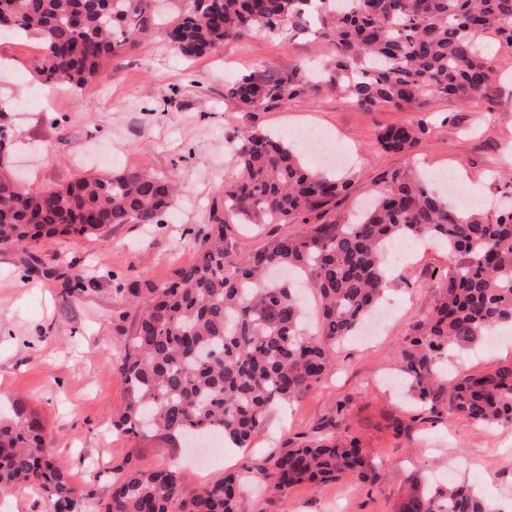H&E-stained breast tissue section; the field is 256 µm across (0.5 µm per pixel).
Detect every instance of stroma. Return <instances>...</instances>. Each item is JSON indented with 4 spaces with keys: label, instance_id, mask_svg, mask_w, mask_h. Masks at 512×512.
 Segmentation results:
<instances>
[{
    "label": "stroma",
    "instance_id": "35a3bbf8",
    "mask_svg": "<svg viewBox=\"0 0 512 512\" xmlns=\"http://www.w3.org/2000/svg\"><path fill=\"white\" fill-rule=\"evenodd\" d=\"M481 48L495 78L488 97L476 103L434 100L423 112L366 110L326 83L315 98L251 112L227 94L236 78L321 66L328 47L300 32L256 36L186 57L156 34L115 56L107 79L75 93L46 89L44 103L9 112L21 145L16 164L28 182L48 188L105 169H146L177 175L184 186L163 223L121 224L103 238L61 236L0 249V400L22 398L44 418L48 446L86 494V512H98V503L110 500L112 467L128 457L142 467H178L190 493L249 460L326 435L358 436L377 482L302 484L260 497L249 491L240 512H396L413 479L429 475L443 482L452 472L470 480L494 512H512V423L479 426L445 403L429 414L390 384L403 338L432 310L448 270V252L434 239L415 242L408 259L390 261L387 299L396 309L381 316L379 334L335 347L322 384L273 407L249 447L225 449L199 470L186 464L183 439L129 435L114 425L127 399L118 354L134 316L129 291L160 285L194 262L198 232L224 206L218 187L236 175L227 136L255 126L280 135L305 125L349 153L350 163L339 167L318 165L315 148L301 151L308 168L321 166L352 182L350 197L327 216L335 224L352 223L385 170L420 177L459 171L464 197L492 200L493 176L505 166L503 146L512 141V48L490 39ZM40 55L37 40H0V58L14 64L0 75V101L29 96ZM421 119L432 131L416 148L381 149V127ZM76 271L84 274L82 286L65 295V278ZM510 361L507 326L450 352L448 376ZM396 419L409 424V434L395 435Z\"/></svg>",
    "mask_w": 512,
    "mask_h": 512
}]
</instances>
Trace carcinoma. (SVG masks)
<instances>
[{
    "label": "carcinoma",
    "instance_id": "carcinoma-1",
    "mask_svg": "<svg viewBox=\"0 0 512 512\" xmlns=\"http://www.w3.org/2000/svg\"><path fill=\"white\" fill-rule=\"evenodd\" d=\"M0 38L36 39L39 82L72 90L102 77L118 53L136 48L158 25L159 0H0ZM315 27L332 48L323 67L358 105L420 108L435 97L460 105L487 95L494 69L477 43L484 30L512 44V0H193L164 28L169 45L198 56L257 35ZM317 74L298 68L250 72L228 90L248 110L269 109L321 92ZM430 133L419 121L382 128L388 152L410 151ZM237 180L222 187L224 216H212L196 261L143 297L130 290L136 316L121 373L128 396L118 427L137 434L149 422L185 441L216 436L247 446L268 410L318 385L332 345L354 335L391 287L385 249L432 237L450 266L432 312L403 339L397 362L412 399L433 412L443 402L476 424L512 422V363L438 379L440 359L490 329L512 325V190L505 208L466 220L437 191L404 171L383 172L376 205L353 224L325 221L350 181L308 169L283 138L260 128L235 132ZM0 169V248L42 238L106 233L116 224H161L177 181L145 170L80 176L65 185L13 188ZM303 224L247 253L230 224ZM275 267L309 274L319 296L318 331L306 327L295 288L267 277ZM275 492L302 484L377 473L360 440L315 439L283 448L185 493L166 466L113 468L104 512H238L242 475ZM37 487L53 512H85V498L63 464L45 450L44 420L22 400L0 414V492ZM398 512H493L471 485L417 479Z\"/></svg>",
    "mask_w": 512,
    "mask_h": 512
}]
</instances>
